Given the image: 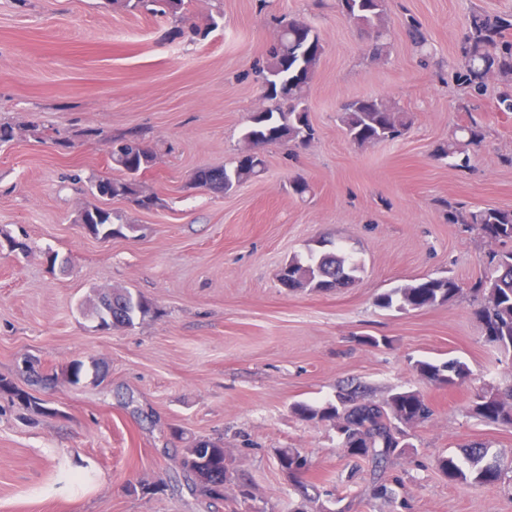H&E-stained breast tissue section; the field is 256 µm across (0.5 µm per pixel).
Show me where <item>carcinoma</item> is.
<instances>
[{
  "instance_id": "cac0c4a2",
  "label": "carcinoma",
  "mask_w": 512,
  "mask_h": 512,
  "mask_svg": "<svg viewBox=\"0 0 512 512\" xmlns=\"http://www.w3.org/2000/svg\"><path fill=\"white\" fill-rule=\"evenodd\" d=\"M342 11L372 41V56L378 58L388 36L385 0H339ZM123 9L144 10L161 16L184 19L186 0H112ZM512 19L473 11L466 22L459 43L462 65L455 80L464 94L478 98L488 84L497 80L502 89L497 98L501 112H512ZM277 40L269 49L263 69L265 96L275 106L253 112L248 118L242 139L245 146L231 166H207L197 169L194 183L216 195L259 176L264 170L263 148L270 143L306 146L314 135L309 120L307 97L319 65L323 48L315 28L299 15H282L277 19ZM340 121L346 135L359 146L393 141L404 133L410 118L395 103L376 97L351 99L341 105ZM85 141L107 144L112 169L121 178H99L90 182V193L99 198L122 199L139 209H151L158 197L147 191L137 176L153 167L157 154L152 144L138 131H124L110 136L95 128L84 131ZM483 127L475 120L452 131L438 148L442 158L456 167L471 161V149L483 142ZM448 220L464 230H476L482 238L492 237L499 249L488 252L484 276L472 287L479 301L475 314L482 324L488 342L504 351L512 350V209L482 207L460 210L450 207ZM95 238L108 241L131 228L123 224L112 210L92 205L79 217ZM361 266L338 250L310 254L303 260L297 256L281 267L277 274L280 287L288 291L309 289L332 293L348 288L357 279ZM463 291L452 276L426 277L414 284L381 293L376 305L382 309L409 311L444 305ZM156 314L154 304L128 289L113 290L98 296L91 315L101 328H125ZM417 375L438 388H455L465 384L471 375L468 364L452 357L442 361L418 360ZM27 373L36 383L52 386L59 379L75 384L86 376L84 364L78 360L61 373L44 374L27 363ZM0 392L10 395L33 415L46 412L40 398L0 377ZM472 415L503 427L512 428V387L505 390L481 387L470 400ZM293 413L302 421L336 429L337 448L354 459H365L382 472L384 465L414 449L405 442L413 428L428 421L433 411L420 392L400 389L381 400L370 398L360 385L348 383L336 387L334 399L322 405L298 402ZM276 463L281 473L297 488H306L304 476L311 461L297 448H280ZM436 468L452 483L491 486L502 482L504 472L497 460L489 457L488 446L475 443L464 449L463 457L439 456ZM179 467L203 495L225 500L224 485L236 481V470L224 453L222 439H198L182 449Z\"/></svg>"
}]
</instances>
